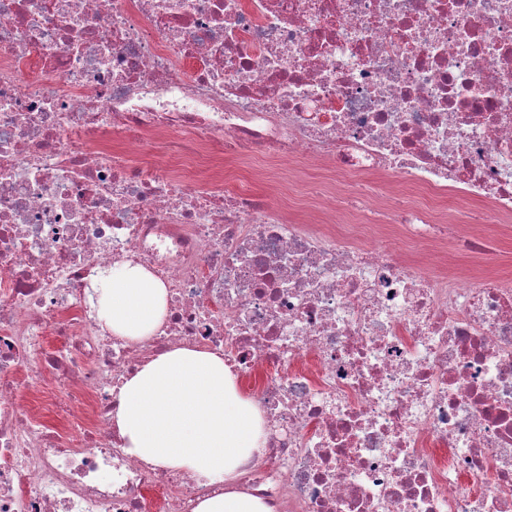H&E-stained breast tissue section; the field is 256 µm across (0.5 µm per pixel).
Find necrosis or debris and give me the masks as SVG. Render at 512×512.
I'll return each instance as SVG.
<instances>
[{
  "label": "necrosis or debris",
  "mask_w": 512,
  "mask_h": 512,
  "mask_svg": "<svg viewBox=\"0 0 512 512\" xmlns=\"http://www.w3.org/2000/svg\"><path fill=\"white\" fill-rule=\"evenodd\" d=\"M245 160L354 185L312 183L302 223L229 186ZM491 225L512 239V0H0V512L224 492L129 456L110 417L181 347L252 381L262 446L231 487L273 512H512ZM123 262L168 292L135 341L85 290Z\"/></svg>",
  "instance_id": "necrosis-or-debris-1"
}]
</instances>
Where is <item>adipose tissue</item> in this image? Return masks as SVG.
<instances>
[{"label":"adipose tissue","mask_w":512,"mask_h":512,"mask_svg":"<svg viewBox=\"0 0 512 512\" xmlns=\"http://www.w3.org/2000/svg\"><path fill=\"white\" fill-rule=\"evenodd\" d=\"M100 326L138 340L162 323L164 284L124 263L89 281ZM112 423L130 456L156 467L190 472L209 482L236 479L260 446L255 407L238 392L223 356L175 348L146 362L117 387Z\"/></svg>","instance_id":"obj_1"}]
</instances>
